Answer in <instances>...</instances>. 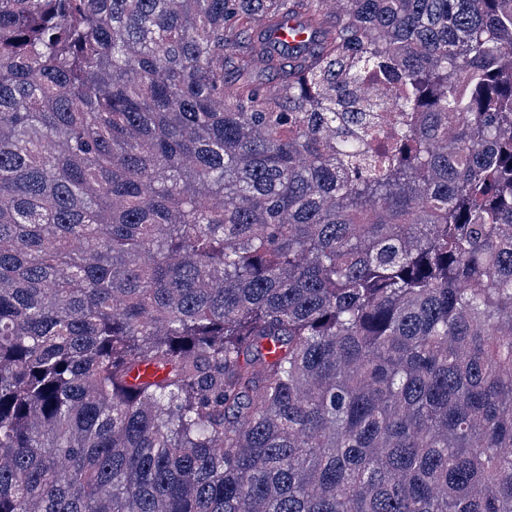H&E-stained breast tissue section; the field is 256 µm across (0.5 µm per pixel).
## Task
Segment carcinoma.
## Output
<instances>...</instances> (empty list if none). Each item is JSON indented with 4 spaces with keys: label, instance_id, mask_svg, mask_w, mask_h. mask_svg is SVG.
<instances>
[{
    "label": "carcinoma",
    "instance_id": "1",
    "mask_svg": "<svg viewBox=\"0 0 512 512\" xmlns=\"http://www.w3.org/2000/svg\"><path fill=\"white\" fill-rule=\"evenodd\" d=\"M0 512H512V0H0Z\"/></svg>",
    "mask_w": 512,
    "mask_h": 512
}]
</instances>
